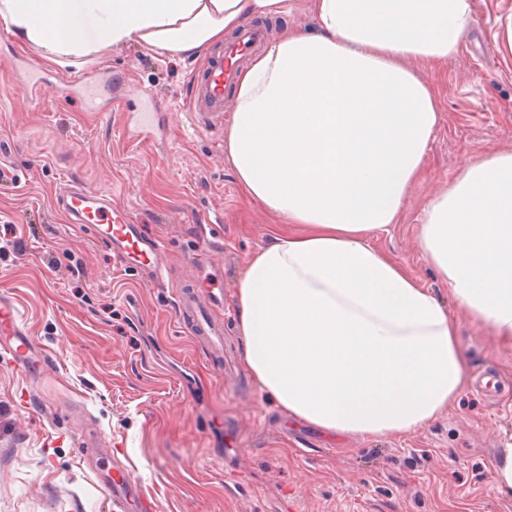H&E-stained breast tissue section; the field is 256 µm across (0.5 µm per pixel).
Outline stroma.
<instances>
[{
    "label": "stroma",
    "mask_w": 512,
    "mask_h": 512,
    "mask_svg": "<svg viewBox=\"0 0 512 512\" xmlns=\"http://www.w3.org/2000/svg\"><path fill=\"white\" fill-rule=\"evenodd\" d=\"M509 14L512 0H473L461 52L432 76L441 121L427 178L402 222L371 238L441 296L448 289L419 248L423 211L468 162L512 150V53L493 38ZM18 59L47 79L37 100L10 75ZM202 65L129 43L62 67L0 25V163L16 177L0 189V288L47 355L35 378L0 361V512H109L89 433L134 470L157 512H512V489L496 479L512 444V343L458 303L448 309L469 373H494L503 396L495 403L467 385L448 411L399 437L324 434L271 405L243 370L233 296L274 218L241 197L223 130L194 131L181 110ZM85 78L106 81L100 111L57 90ZM147 109L167 113L164 128L129 138L128 114ZM70 182L109 194L163 240L169 282L122 269L53 212L54 190ZM205 242L229 298L220 356L182 331L174 302ZM229 433L240 453L228 464Z\"/></svg>",
    "instance_id": "35a3bbf8"
}]
</instances>
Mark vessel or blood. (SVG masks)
Here are the masks:
<instances>
[{
	"mask_svg": "<svg viewBox=\"0 0 512 512\" xmlns=\"http://www.w3.org/2000/svg\"><path fill=\"white\" fill-rule=\"evenodd\" d=\"M264 37L262 28L248 27L227 46L206 51V64L192 77L182 106L196 128L223 123L225 92L233 86L242 62L253 55ZM52 207L67 223L78 225L106 244L121 267L140 264L151 268L156 279L169 278L162 261V242L145 238L129 212L113 205L107 195L75 182L58 188ZM175 301L179 323L186 332L212 345H223L224 324L213 317L224 306L223 280L198 275L193 283L177 285ZM0 360L31 376L39 375L45 364L44 355L18 321L14 301L4 292L0 293ZM104 484L112 512H156L153 501L139 494L132 470L114 468Z\"/></svg>",
	"mask_w": 512,
	"mask_h": 512,
	"instance_id": "vessel-or-blood-1",
	"label": "vessel or blood"
}]
</instances>
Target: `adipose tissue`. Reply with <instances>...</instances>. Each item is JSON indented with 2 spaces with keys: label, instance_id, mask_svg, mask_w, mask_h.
I'll list each match as a JSON object with an SVG mask.
<instances>
[{
  "label": "adipose tissue",
  "instance_id": "obj_1",
  "mask_svg": "<svg viewBox=\"0 0 512 512\" xmlns=\"http://www.w3.org/2000/svg\"><path fill=\"white\" fill-rule=\"evenodd\" d=\"M241 68L224 154L277 217L235 298L240 362L288 415L338 437L400 436L468 383L444 302L371 237L400 223L440 124L425 77L462 48L473 0H308ZM288 0H0V23L59 65L135 43L174 59ZM418 61L421 72L407 68ZM419 247L448 295L512 342V151L428 201Z\"/></svg>",
  "mask_w": 512,
  "mask_h": 512
}]
</instances>
